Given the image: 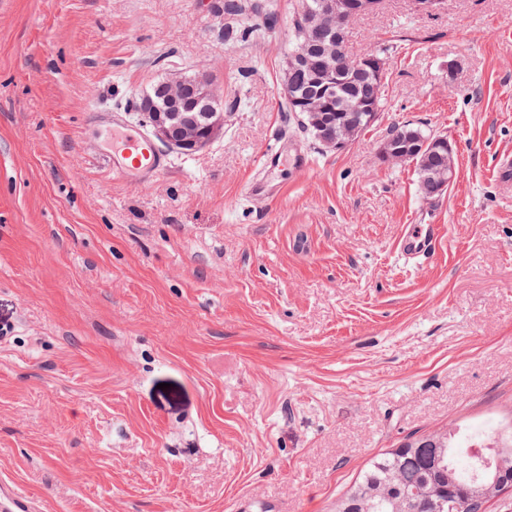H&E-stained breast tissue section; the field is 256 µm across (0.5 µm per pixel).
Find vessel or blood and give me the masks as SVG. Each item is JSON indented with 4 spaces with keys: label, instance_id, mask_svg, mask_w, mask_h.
<instances>
[{
    "label": "vessel or blood",
    "instance_id": "b4317fda",
    "mask_svg": "<svg viewBox=\"0 0 512 512\" xmlns=\"http://www.w3.org/2000/svg\"><path fill=\"white\" fill-rule=\"evenodd\" d=\"M107 161L113 176L132 183H140L167 166L165 156L137 131L126 132L117 142ZM443 233L439 224H410L397 243L399 258L418 268L434 254ZM33 500L9 481L0 482V512H34Z\"/></svg>",
    "mask_w": 512,
    "mask_h": 512
}]
</instances>
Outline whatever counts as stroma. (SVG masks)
I'll use <instances>...</instances> for the list:
<instances>
[{
  "instance_id": "1",
  "label": "stroma",
  "mask_w": 512,
  "mask_h": 512,
  "mask_svg": "<svg viewBox=\"0 0 512 512\" xmlns=\"http://www.w3.org/2000/svg\"><path fill=\"white\" fill-rule=\"evenodd\" d=\"M0 0V478L41 512H336L377 454L512 420V0H381L378 119L329 151L287 109L298 0ZM209 72L224 129L130 185L94 111ZM448 138L423 198L392 126ZM305 167L265 166L277 140ZM264 182L266 198L250 197ZM409 224H442L412 270ZM425 148L428 153H437L448 158V165L443 166L437 172L434 180L435 190L448 189L458 179V172L455 165L454 148L446 137L436 135L421 143L404 147H395L390 140H386L379 149V158L386 164L405 163Z\"/></svg>"
}]
</instances>
